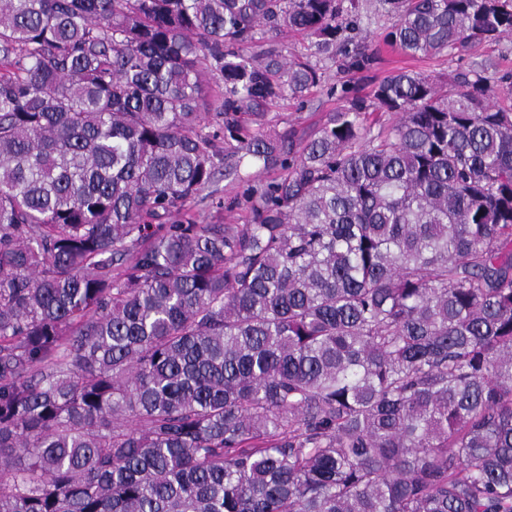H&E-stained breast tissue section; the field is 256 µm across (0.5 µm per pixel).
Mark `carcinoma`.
Segmentation results:
<instances>
[{
  "mask_svg": "<svg viewBox=\"0 0 512 512\" xmlns=\"http://www.w3.org/2000/svg\"><path fill=\"white\" fill-rule=\"evenodd\" d=\"M358 2L0 0V512H512L500 85L267 126L322 71L251 46L359 71ZM379 6L411 57L512 34V0ZM244 159L249 223L206 221ZM314 39L302 34L284 30L278 33H266L261 42L253 45L251 51L260 53L275 48L285 58L305 57L314 52Z\"/></svg>",
  "mask_w": 512,
  "mask_h": 512,
  "instance_id": "cac0c4a2",
  "label": "carcinoma"
}]
</instances>
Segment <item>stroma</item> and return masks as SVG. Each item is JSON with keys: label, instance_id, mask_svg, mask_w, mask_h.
Segmentation results:
<instances>
[{"label": "stroma", "instance_id": "obj_1", "mask_svg": "<svg viewBox=\"0 0 512 512\" xmlns=\"http://www.w3.org/2000/svg\"><path fill=\"white\" fill-rule=\"evenodd\" d=\"M393 24V17L381 11L377 0H361L359 29L353 42L374 51V61L367 69L351 73L340 70L337 62L322 60V80L312 89L306 103L284 98L269 106L270 129L277 133L293 132L297 143H305L328 114L342 105L339 97L330 95V87L343 85L350 93L365 96L379 81L402 67L425 72L442 83L449 82L456 74L480 67L485 69L487 75L495 78L512 75V36L476 47L453 58L439 55L411 59L386 44L385 36ZM241 191L240 183L220 178L200 193L196 206L205 211L211 222L244 224L248 221V214L243 207L234 203Z\"/></svg>", "mask_w": 512, "mask_h": 512}]
</instances>
